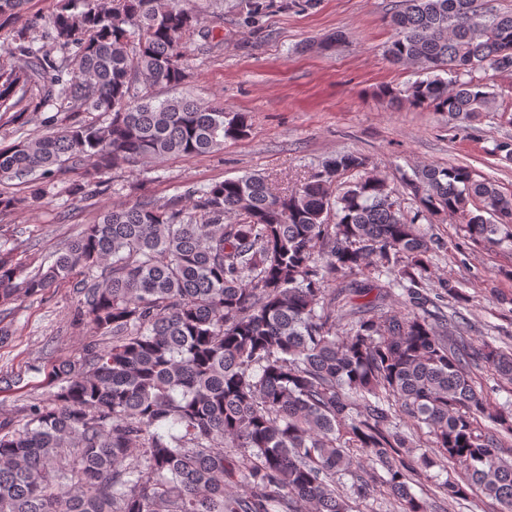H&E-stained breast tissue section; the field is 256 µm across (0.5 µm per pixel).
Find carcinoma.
<instances>
[{"instance_id":"carcinoma-1","label":"carcinoma","mask_w":512,"mask_h":512,"mask_svg":"<svg viewBox=\"0 0 512 512\" xmlns=\"http://www.w3.org/2000/svg\"><path fill=\"white\" fill-rule=\"evenodd\" d=\"M27 3L0 0V29ZM198 23L183 0H59L48 21L16 31L0 112L36 87L35 112L60 102L105 120L1 146L0 181H21L28 195L0 192V214L43 197L67 170L82 171L70 193L87 201L114 166L248 137L242 113L152 93L187 79L184 36ZM389 23L390 62L427 77L383 96L461 123L490 109L475 73L512 71V12L400 0ZM37 28L62 59L35 46ZM369 165L348 152L291 190L251 173L164 207L144 196L100 212L32 276L1 241L0 303L74 275L72 321L93 336L52 367L49 401L20 420L0 413V512H351L382 487L399 512H433L411 484L449 461L466 470L438 486L442 498L478 489L512 512V458L501 451L512 413L472 376L484 367L512 381V352L448 334L442 303L458 289L427 283L440 240L404 217ZM402 181L417 212L459 217L471 240L512 238V194L475 170L428 166ZM394 288L404 308L386 311ZM425 428L432 449L418 454L410 436Z\"/></svg>"}]
</instances>
